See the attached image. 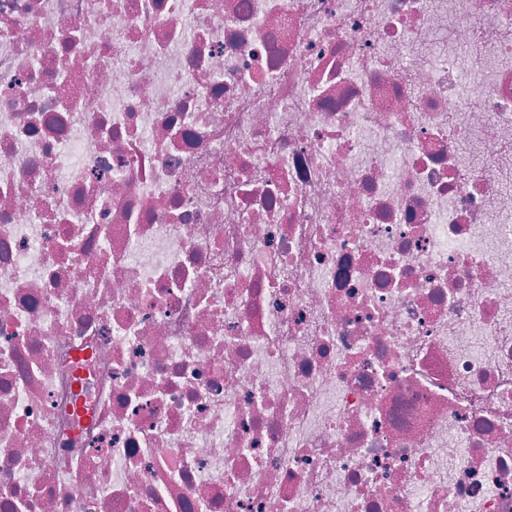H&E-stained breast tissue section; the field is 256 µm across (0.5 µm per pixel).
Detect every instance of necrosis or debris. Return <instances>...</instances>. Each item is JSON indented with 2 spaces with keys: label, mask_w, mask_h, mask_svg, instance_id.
<instances>
[{
  "label": "necrosis or debris",
  "mask_w": 512,
  "mask_h": 512,
  "mask_svg": "<svg viewBox=\"0 0 512 512\" xmlns=\"http://www.w3.org/2000/svg\"><path fill=\"white\" fill-rule=\"evenodd\" d=\"M0 512H512V0H0Z\"/></svg>",
  "instance_id": "4bbe7bcc"
}]
</instances>
